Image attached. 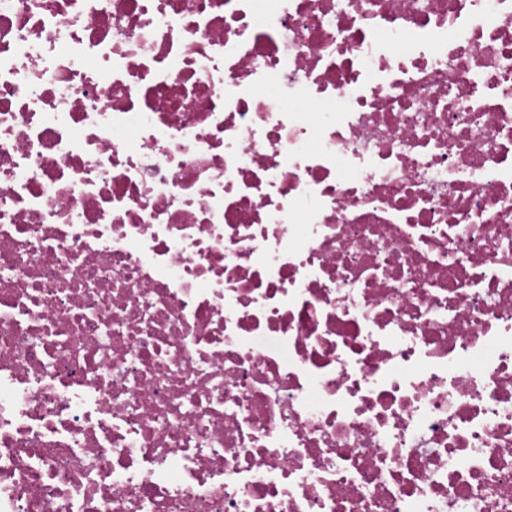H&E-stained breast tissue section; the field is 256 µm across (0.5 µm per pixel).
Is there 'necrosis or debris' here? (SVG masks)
<instances>
[{"label": "necrosis or debris", "instance_id": "4bbe7bcc", "mask_svg": "<svg viewBox=\"0 0 512 512\" xmlns=\"http://www.w3.org/2000/svg\"><path fill=\"white\" fill-rule=\"evenodd\" d=\"M0 512H512V0H0Z\"/></svg>", "mask_w": 512, "mask_h": 512}]
</instances>
